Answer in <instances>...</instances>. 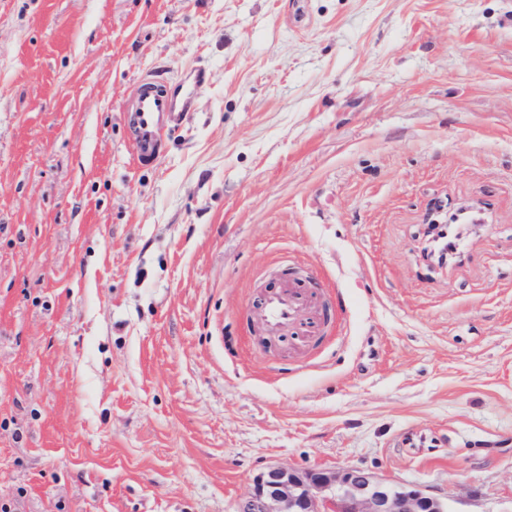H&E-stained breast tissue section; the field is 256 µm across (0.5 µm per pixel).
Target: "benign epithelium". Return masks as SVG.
Returning <instances> with one entry per match:
<instances>
[{
	"mask_svg": "<svg viewBox=\"0 0 512 512\" xmlns=\"http://www.w3.org/2000/svg\"><path fill=\"white\" fill-rule=\"evenodd\" d=\"M237 512H450L416 486L385 481L363 469L296 470L270 466L253 479Z\"/></svg>",
	"mask_w": 512,
	"mask_h": 512,
	"instance_id": "obj_1",
	"label": "benign epithelium"
}]
</instances>
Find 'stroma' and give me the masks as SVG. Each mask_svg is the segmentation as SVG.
Instances as JSON below:
<instances>
[{
	"label": "stroma",
	"instance_id": "stroma-1",
	"mask_svg": "<svg viewBox=\"0 0 512 512\" xmlns=\"http://www.w3.org/2000/svg\"><path fill=\"white\" fill-rule=\"evenodd\" d=\"M159 69L193 112L139 168ZM287 268L303 352L254 332ZM273 465L512 512V0H0V504L236 512ZM267 336L290 335L297 351L319 344L327 336L330 312L316 301L310 285L291 272L277 285L265 290L260 298Z\"/></svg>",
	"mask_w": 512,
	"mask_h": 512
}]
</instances>
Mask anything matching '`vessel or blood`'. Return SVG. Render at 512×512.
<instances>
[{
  "label": "vessel or blood",
  "mask_w": 512,
  "mask_h": 512,
  "mask_svg": "<svg viewBox=\"0 0 512 512\" xmlns=\"http://www.w3.org/2000/svg\"><path fill=\"white\" fill-rule=\"evenodd\" d=\"M190 101L191 93L183 83L153 74L137 82L125 119L132 131L138 167L159 162L168 133L190 119ZM260 306L266 335L289 336L295 350L319 344L326 337L330 315L317 303L310 285L296 276L285 277L265 290Z\"/></svg>",
  "instance_id": "b4317fda"
}]
</instances>
